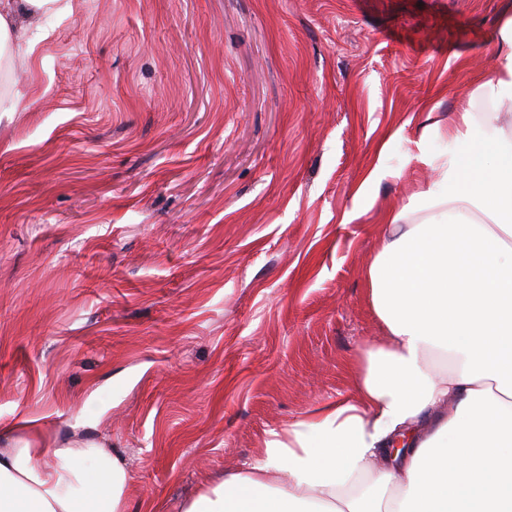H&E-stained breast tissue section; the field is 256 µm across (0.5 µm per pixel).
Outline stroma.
<instances>
[{"label":"stroma","instance_id":"stroma-1","mask_svg":"<svg viewBox=\"0 0 512 512\" xmlns=\"http://www.w3.org/2000/svg\"><path fill=\"white\" fill-rule=\"evenodd\" d=\"M512 0H72L0 80V426L179 512L352 393L364 270L492 109Z\"/></svg>","mask_w":512,"mask_h":512}]
</instances>
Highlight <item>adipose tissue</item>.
I'll list each match as a JSON object with an SVG mask.
<instances>
[{
    "instance_id": "obj_1",
    "label": "adipose tissue",
    "mask_w": 512,
    "mask_h": 512,
    "mask_svg": "<svg viewBox=\"0 0 512 512\" xmlns=\"http://www.w3.org/2000/svg\"><path fill=\"white\" fill-rule=\"evenodd\" d=\"M70 0H0V69ZM481 88L494 111L460 113V151L436 186L388 215L364 273L384 331L355 363V392L270 431L262 459L226 472L182 512H512V19ZM406 439L404 451L393 452ZM124 465L103 439L0 427V512H126Z\"/></svg>"
}]
</instances>
